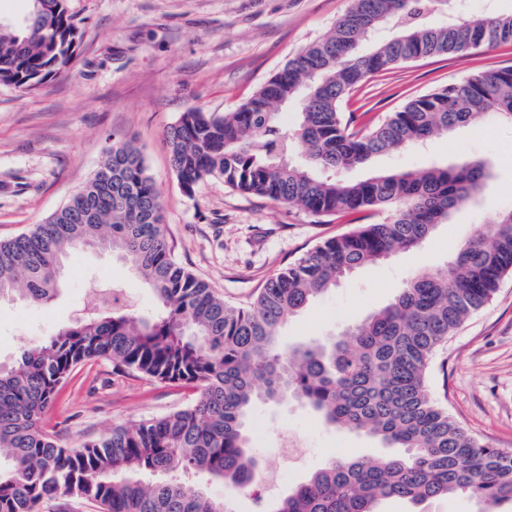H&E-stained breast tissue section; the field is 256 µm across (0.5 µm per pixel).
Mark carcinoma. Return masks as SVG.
Segmentation results:
<instances>
[{
	"label": "carcinoma",
	"mask_w": 512,
	"mask_h": 512,
	"mask_svg": "<svg viewBox=\"0 0 512 512\" xmlns=\"http://www.w3.org/2000/svg\"><path fill=\"white\" fill-rule=\"evenodd\" d=\"M450 0H352L330 34L309 45L232 112L196 108L166 141L183 191L219 178L240 192L342 215L355 229L319 242L270 277L252 302L232 306L179 264L164 233L161 193L134 140L112 137L85 187L33 229L0 241V302L48 304L65 259L88 247L118 254L154 293L144 316L117 301L70 322L0 366V512H39L58 495L100 512H231L226 500L166 475L197 470L243 489L262 467L248 424L259 401L290 400L331 428L364 434L387 452L332 459L269 500L264 512H381L465 495L476 512H512V452L482 443L434 401V352L512 273V210L482 225L445 272L411 276L385 306L340 337L285 347L281 328L355 270L421 246L441 224L483 197L491 162L377 172L341 182L328 171L369 164L488 121L512 126V68L472 75L416 96L382 120L341 105L370 76L417 59L512 45V12L446 19ZM381 33L365 51L361 45ZM77 27L64 7L24 24L0 23V83L40 88L77 58ZM299 102L280 126L278 109ZM304 149L305 158L290 155ZM98 216L85 222V213ZM97 359L123 372L194 385L196 402L162 417L118 425L76 448L58 444L43 415L78 366ZM142 474L159 477L146 484Z\"/></svg>",
	"instance_id": "obj_1"
}]
</instances>
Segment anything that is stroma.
I'll use <instances>...</instances> for the list:
<instances>
[{
	"instance_id": "35a3bbf8",
	"label": "stroma",
	"mask_w": 512,
	"mask_h": 512,
	"mask_svg": "<svg viewBox=\"0 0 512 512\" xmlns=\"http://www.w3.org/2000/svg\"><path fill=\"white\" fill-rule=\"evenodd\" d=\"M78 27V57L64 74L25 92L0 84V240L41 223L77 193L105 159L112 135L135 138L162 193L166 235L175 258L232 305L250 301L266 280L348 224L302 207L272 202L209 179L193 193L179 186L164 142L166 128L189 108L233 110L292 57L320 40L351 0H65ZM512 67V48L422 58L377 74L343 112L383 118L408 99L471 76ZM491 159L496 179L484 199L440 225L421 247L366 266L318 295L282 329L284 342L333 338L394 297L404 280L445 269L459 245L498 211L512 208V128L489 123L457 130L421 148L386 154L370 166L337 171L355 181L369 173L446 165L459 155ZM120 282L143 312L154 296L108 251L72 254L57 296L46 305L0 304V364L26 345L48 340L92 313L90 280ZM431 396L474 436L512 451V274L434 355ZM193 387L114 370L95 360L79 366L59 392L45 427L78 447L121 424L159 417L195 401ZM251 423L272 444L285 427L310 450L302 470L283 469L281 489L332 458L371 455L372 439L321 425L292 401L258 403Z\"/></svg>"
}]
</instances>
